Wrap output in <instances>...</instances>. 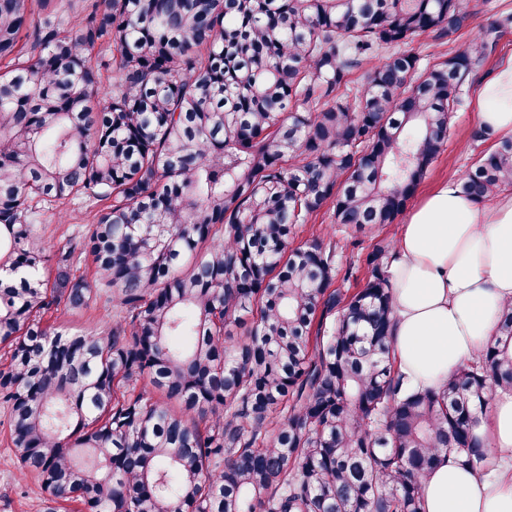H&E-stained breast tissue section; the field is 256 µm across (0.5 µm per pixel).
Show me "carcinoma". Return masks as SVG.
Returning a JSON list of instances; mask_svg holds the SVG:
<instances>
[{"label": "carcinoma", "mask_w": 512, "mask_h": 512, "mask_svg": "<svg viewBox=\"0 0 512 512\" xmlns=\"http://www.w3.org/2000/svg\"><path fill=\"white\" fill-rule=\"evenodd\" d=\"M74 4L0 0V404L46 512H424L441 457L488 471L512 306L441 390L412 389L389 246L348 295L337 243L289 240L325 206L394 223L512 16L422 69L402 45L467 26L463 0H103L76 25ZM458 186L511 189L512 138ZM78 197L106 207L53 257L33 203ZM102 292L109 331L42 325Z\"/></svg>", "instance_id": "carcinoma-1"}]
</instances>
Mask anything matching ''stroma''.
Returning a JSON list of instances; mask_svg holds the SVG:
<instances>
[{"label": "stroma", "mask_w": 512, "mask_h": 512, "mask_svg": "<svg viewBox=\"0 0 512 512\" xmlns=\"http://www.w3.org/2000/svg\"><path fill=\"white\" fill-rule=\"evenodd\" d=\"M471 15L468 28L460 30L451 39L440 40L430 35L415 38L407 46L422 64H434L448 53L465 47L473 31L499 16L512 14V0H464ZM512 57V29L500 39L495 51L468 78L469 98L463 108L455 112L451 120V134L443 151L433 163L427 177L417 186L408 200V207H415L425 196L442 182L456 180L476 160L477 149L470 145L469 136L477 123V99L479 86L490 77L498 66ZM98 206L74 201L43 211L38 218L37 231L55 248L66 247L70 240L83 234L93 224ZM404 217L395 223L376 226L362 233L347 234L339 231L329 209H321L309 223L296 227L290 239L291 246H300L321 235L339 240L341 247L336 256V285L342 290L356 291L367 277L364 258L378 242H396ZM115 309L107 295L95 296L83 310H70L65 306L52 308L44 316L46 324L67 331L91 329L97 332L110 327ZM43 494L31 476L21 472L14 461L9 439L8 413L0 408V512H43Z\"/></svg>", "instance_id": "obj_1"}]
</instances>
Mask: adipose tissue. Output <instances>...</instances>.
<instances>
[{"mask_svg":"<svg viewBox=\"0 0 512 512\" xmlns=\"http://www.w3.org/2000/svg\"><path fill=\"white\" fill-rule=\"evenodd\" d=\"M478 121L490 138L512 135V61L483 84ZM390 274L397 366L409 386L441 389L512 302V195L481 205L441 183L401 225ZM480 434L493 474L440 461L423 481L426 512H512V395L496 398Z\"/></svg>","mask_w":512,"mask_h":512,"instance_id":"ef3b65f1","label":"adipose tissue"}]
</instances>
